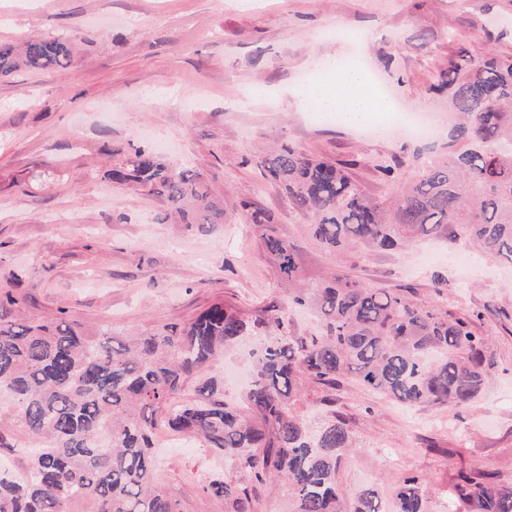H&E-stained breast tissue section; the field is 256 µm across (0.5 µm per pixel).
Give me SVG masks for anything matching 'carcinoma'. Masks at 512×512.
I'll use <instances>...</instances> for the list:
<instances>
[{"mask_svg":"<svg viewBox=\"0 0 512 512\" xmlns=\"http://www.w3.org/2000/svg\"><path fill=\"white\" fill-rule=\"evenodd\" d=\"M71 58L72 44L62 38L0 42V78L21 68L62 69ZM443 88L457 116L448 151L388 200L366 195L339 164L290 144L259 158L263 176L311 217V240L324 253L396 251L444 238L512 263V56L475 57L461 48ZM108 176L162 199L184 224L227 219L224 201L199 173L174 168L150 148L114 153ZM240 210L292 302L316 314L322 334L288 336L277 308L269 309L268 336L253 353L245 395L254 418L245 419L224 402L221 382L203 376L249 330L224 302L123 336L110 327L86 329L64 310L28 321L20 300L1 288L0 389L15 413H0V448L12 447L10 420L40 446L24 478L0 474V512H178L153 480L159 423L236 460L257 482L287 488L289 512H385L371 487L342 495L340 459L353 445L348 422L335 417L314 426L299 414L303 382L336 390L353 377L407 406L454 408L486 389L489 337L475 331L480 314L454 316L407 288L345 276L308 282L300 245L277 232L272 214L249 201ZM204 490L233 512H251L243 485L216 476ZM392 495L397 512H428L418 476L397 483ZM455 495L467 512H512V484L486 474L460 472Z\"/></svg>","mask_w":512,"mask_h":512,"instance_id":"cac0c4a2","label":"carcinoma"}]
</instances>
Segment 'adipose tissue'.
Instances as JSON below:
<instances>
[{"mask_svg":"<svg viewBox=\"0 0 512 512\" xmlns=\"http://www.w3.org/2000/svg\"><path fill=\"white\" fill-rule=\"evenodd\" d=\"M368 60L343 73L325 70L314 83L301 87L295 93L298 111L311 109L332 110L342 113L345 121L352 126L362 124L371 115L388 111V103L368 87Z\"/></svg>","mask_w":512,"mask_h":512,"instance_id":"adipose-tissue-1","label":"adipose tissue"}]
</instances>
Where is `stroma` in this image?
Segmentation results:
<instances>
[{"label": "stroma", "mask_w": 512, "mask_h": 512, "mask_svg": "<svg viewBox=\"0 0 512 512\" xmlns=\"http://www.w3.org/2000/svg\"><path fill=\"white\" fill-rule=\"evenodd\" d=\"M339 26L380 30L362 47L372 73L394 101L426 109L442 127L448 101L437 86L458 47L512 54V0H255L248 9L228 0H0V41L73 44L66 69L23 68L0 80V288L18 274L12 291L24 317L63 308L84 327L106 324L124 335L189 319L216 301L252 320L274 306L289 335H319L315 314L291 303L237 215L240 201H253L282 236L301 241L306 280L348 275L480 313L492 381L468 406H405L352 379L333 391L334 406L323 405L314 385L299 405L315 424L333 412L348 419L345 496L367 486L383 493L417 475L430 512H459L448 503L459 471L512 483V265L475 252L459 268L443 239L327 256L305 240L306 213L256 165L273 144L289 142L351 162L352 178L382 199L446 152L441 138H365L344 120L322 123L296 110L301 78L333 51L351 53L326 36ZM159 139L168 161L201 174L223 199L227 223H179L161 199L112 184L113 150ZM155 437V481L179 512H228L203 492L215 476L252 485L238 462L199 440L162 426ZM252 487L254 512H282L284 490Z\"/></svg>", "instance_id": "1"}]
</instances>
